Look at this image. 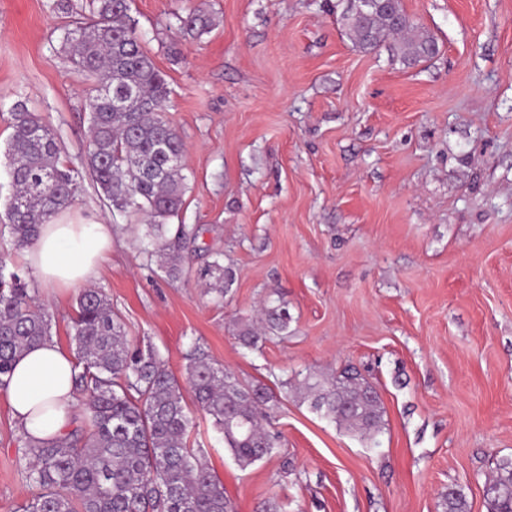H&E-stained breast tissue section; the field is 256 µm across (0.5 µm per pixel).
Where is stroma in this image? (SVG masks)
<instances>
[{"mask_svg": "<svg viewBox=\"0 0 512 512\" xmlns=\"http://www.w3.org/2000/svg\"><path fill=\"white\" fill-rule=\"evenodd\" d=\"M58 0H0V151L25 102L79 174L67 214L112 227L92 285L132 344L175 376L201 346L217 367L271 389V457L240 468L192 407L203 449L235 512H441L460 491L489 512L486 480L512 459V0H402L438 51L408 67L390 44L357 48L347 0H130L165 73V119L186 144L178 223L196 236L169 281L141 252L142 229L113 214L85 162L90 82L61 49ZM210 14L182 36L176 17ZM233 269L226 296L200 271ZM52 338L73 353L76 293L48 294ZM286 305L288 334L250 350L237 325ZM357 367L385 427L367 445L311 411L284 383ZM0 392V512L33 489Z\"/></svg>", "mask_w": 512, "mask_h": 512, "instance_id": "stroma-1", "label": "stroma"}]
</instances>
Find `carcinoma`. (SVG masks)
I'll return each instance as SVG.
<instances>
[{"instance_id":"obj_1","label":"carcinoma","mask_w":512,"mask_h":512,"mask_svg":"<svg viewBox=\"0 0 512 512\" xmlns=\"http://www.w3.org/2000/svg\"><path fill=\"white\" fill-rule=\"evenodd\" d=\"M91 15L71 20L61 44L73 70L95 82L86 165L112 211L149 217L143 225L148 257L159 259L166 277L177 281L184 276L182 256L170 249L166 235L168 220L183 203L185 144L163 115L168 82L143 47L128 0H92ZM176 19L185 36L211 30L210 18L194 11ZM340 22L363 50L377 49L388 34L401 30L407 34L397 48L403 63L417 65L433 56L430 33L409 22L398 29L385 11L367 9L360 0H348ZM119 85L132 87L137 96L126 111L112 109ZM11 128L4 156L14 194L24 204L8 201L6 216L15 245L25 247L71 205L78 182L74 170L60 162L55 134L39 113L15 103ZM201 277L221 295L234 281L232 269L217 259ZM262 315L261 324L239 329L244 346L257 349L272 335H288V310L271 306ZM71 330L79 368L75 389L90 393L86 414L67 437L24 446L35 491L23 512H233L203 450L190 445L194 423L182 384L156 353L130 343L102 291L78 295ZM51 337V316L37 304L24 276L1 268L0 387L25 350ZM187 360L185 380L194 400L237 465L246 469L269 455L278 440L265 424L274 393L214 367L199 346ZM295 394L365 443L382 431L378 395L347 367L331 377L306 374ZM485 496L491 512H512V459L499 464ZM440 506L442 512H467L456 491L444 494Z\"/></svg>"}]
</instances>
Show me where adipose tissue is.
Segmentation results:
<instances>
[{
	"instance_id": "adipose-tissue-1",
	"label": "adipose tissue",
	"mask_w": 512,
	"mask_h": 512,
	"mask_svg": "<svg viewBox=\"0 0 512 512\" xmlns=\"http://www.w3.org/2000/svg\"><path fill=\"white\" fill-rule=\"evenodd\" d=\"M111 247V225L59 218L42 226L23 259L43 288L76 292L96 276ZM74 367L52 340L31 346L16 360L5 393L24 439L64 438L76 403Z\"/></svg>"
}]
</instances>
